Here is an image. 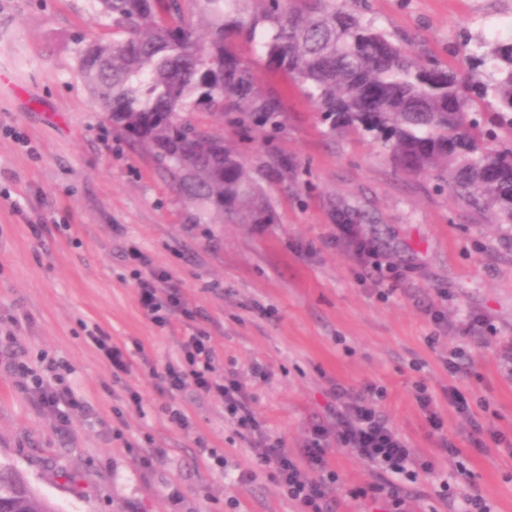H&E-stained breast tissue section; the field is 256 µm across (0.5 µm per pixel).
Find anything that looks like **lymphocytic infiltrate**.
<instances>
[{
    "mask_svg": "<svg viewBox=\"0 0 512 512\" xmlns=\"http://www.w3.org/2000/svg\"><path fill=\"white\" fill-rule=\"evenodd\" d=\"M139 304L144 314L157 326L170 325L178 317L193 325L198 314L186 307L179 288L166 273L152 271L138 275ZM181 357L167 364L156 375L160 393L174 395L185 388L221 398L224 410L238 428L255 433L260 424L246 405L241 383L232 376L214 377L215 351L209 336L195 329L180 344ZM61 362L51 359L42 374L34 376L29 389L38 405L54 414L61 424L71 415L89 412L88 403L63 383ZM383 392L375 387L360 392L336 384L330 390L332 425H316L310 432L301 455L288 452L282 441L261 445L254 454L256 465L272 469L275 479L298 507V512H329V493L337 476L327 462L329 438L348 448L355 456L378 470L380 482L371 484L366 497L401 512L402 481H417L423 474H433L432 461L419 459L408 439L392 428L377 406Z\"/></svg>",
    "mask_w": 512,
    "mask_h": 512,
    "instance_id": "f902f5d3",
    "label": "lymphocytic infiltrate"
}]
</instances>
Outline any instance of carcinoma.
I'll use <instances>...</instances> for the list:
<instances>
[{
  "mask_svg": "<svg viewBox=\"0 0 512 512\" xmlns=\"http://www.w3.org/2000/svg\"><path fill=\"white\" fill-rule=\"evenodd\" d=\"M112 40L81 51L99 111L149 151L203 215L274 219L259 182L205 111L242 126H280V99L253 61L283 71L331 130L369 134L407 173H432L468 205L512 224V32L464 38L468 69L423 60L350 0H96ZM0 507L55 512L0 465Z\"/></svg>",
  "mask_w": 512,
  "mask_h": 512,
  "instance_id": "cac0c4a2",
  "label": "carcinoma"
}]
</instances>
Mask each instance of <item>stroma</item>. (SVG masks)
<instances>
[{"instance_id": "1", "label": "stroma", "mask_w": 512, "mask_h": 512, "mask_svg": "<svg viewBox=\"0 0 512 512\" xmlns=\"http://www.w3.org/2000/svg\"><path fill=\"white\" fill-rule=\"evenodd\" d=\"M93 4L0 0V344L19 362L0 365V464L58 512H296L271 472L255 467L254 448L279 439L299 453L310 428L330 419L332 384L372 385L385 391L379 409L390 425L436 464L437 477L405 484L404 512H460L473 492L492 512H512V224L400 171L380 142L331 131L275 73L264 88L284 104L282 128L224 129L275 223L193 222L78 73L85 44L112 38ZM356 8L444 63L461 34L493 37L512 16V0ZM277 158L287 170L274 167ZM348 224L369 242L366 254L356 253ZM134 249L201 311L216 375L240 381L261 434H239L223 402L193 388L158 392L153 373L178 360L187 329L142 313ZM95 335L130 357L120 382ZM46 356L69 365L68 384L92 406L64 428L28 392ZM257 364L265 379L253 377ZM420 383L459 456L440 452L416 400ZM450 388L469 416L449 405ZM131 389L142 410L128 407ZM171 404L189 429L168 422ZM202 442L209 455L199 454ZM153 448L164 457L143 467L140 454ZM327 457L339 476L332 512H374L351 492L377 482V471L333 441Z\"/></svg>"}]
</instances>
